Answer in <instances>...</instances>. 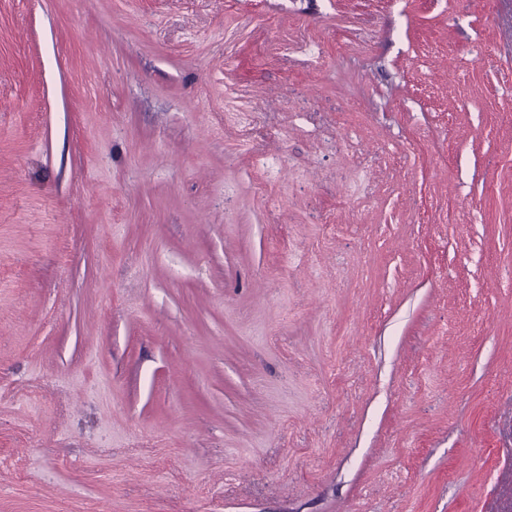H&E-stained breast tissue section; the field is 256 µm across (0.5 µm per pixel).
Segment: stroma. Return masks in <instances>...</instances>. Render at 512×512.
<instances>
[{
    "instance_id": "obj_1",
    "label": "stroma",
    "mask_w": 512,
    "mask_h": 512,
    "mask_svg": "<svg viewBox=\"0 0 512 512\" xmlns=\"http://www.w3.org/2000/svg\"><path fill=\"white\" fill-rule=\"evenodd\" d=\"M105 502L512 512V0H0V512Z\"/></svg>"
}]
</instances>
